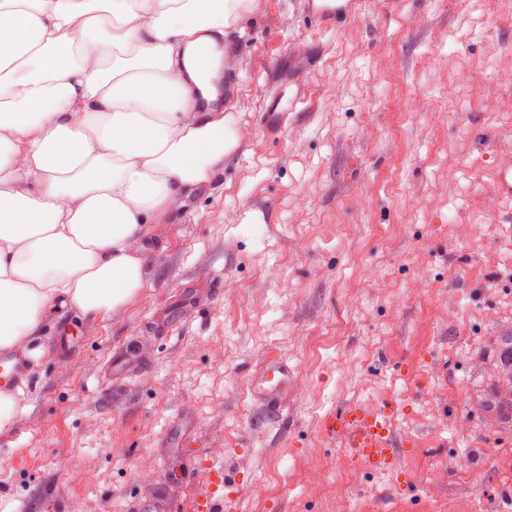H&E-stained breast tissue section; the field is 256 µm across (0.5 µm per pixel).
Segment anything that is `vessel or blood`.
Returning <instances> with one entry per match:
<instances>
[{
  "label": "vessel or blood",
  "instance_id": "vessel-or-blood-1",
  "mask_svg": "<svg viewBox=\"0 0 512 512\" xmlns=\"http://www.w3.org/2000/svg\"><path fill=\"white\" fill-rule=\"evenodd\" d=\"M26 374L27 365L22 356L0 354V388L17 385ZM287 384L288 366L279 360L260 379L251 381L250 387L254 396L262 398L267 408L275 411ZM511 401V385L502 386L499 395L489 400L487 411L496 423L512 424V414L504 411ZM397 416V407L392 403L379 408L350 403L329 408L319 421V432L324 437L341 440L355 463L384 474L391 471L400 449L409 444L397 427ZM227 484V478L217 477L208 495L198 501L195 512H218Z\"/></svg>",
  "mask_w": 512,
  "mask_h": 512
}]
</instances>
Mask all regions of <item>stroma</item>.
<instances>
[{
	"mask_svg": "<svg viewBox=\"0 0 512 512\" xmlns=\"http://www.w3.org/2000/svg\"><path fill=\"white\" fill-rule=\"evenodd\" d=\"M242 139L153 225L114 319L55 309L0 430V512H512V428L483 411L512 337V15L494 0H256L224 44ZM443 121L418 109L442 100ZM494 94L501 111L482 109ZM287 360L279 411L249 377ZM393 400L390 476L324 438L331 406ZM224 486L233 487L234 485L224 477V474L220 473L210 488L209 494L197 502L194 510L196 512H217L224 503Z\"/></svg>",
	"mask_w": 512,
	"mask_h": 512,
	"instance_id": "stroma-1",
	"label": "stroma"
}]
</instances>
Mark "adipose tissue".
I'll list each match as a JSON object with an SVG mask.
<instances>
[{"label": "adipose tissue", "instance_id": "1", "mask_svg": "<svg viewBox=\"0 0 512 512\" xmlns=\"http://www.w3.org/2000/svg\"><path fill=\"white\" fill-rule=\"evenodd\" d=\"M253 0H0V349L120 316L152 225L240 141L224 79Z\"/></svg>", "mask_w": 512, "mask_h": 512}]
</instances>
